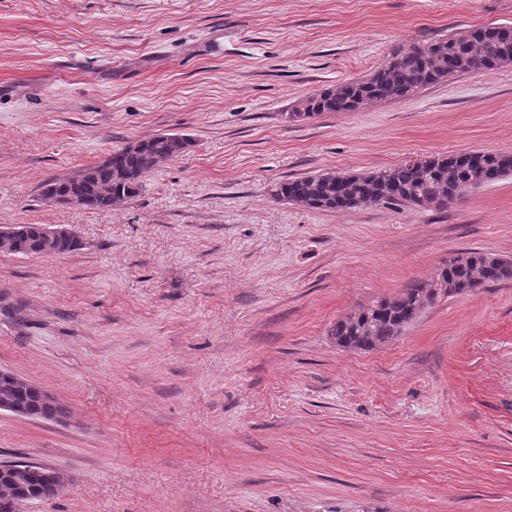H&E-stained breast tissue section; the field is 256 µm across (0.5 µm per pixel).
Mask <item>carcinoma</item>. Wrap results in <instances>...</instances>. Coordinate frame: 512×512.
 <instances>
[{"label":"carcinoma","mask_w":512,"mask_h":512,"mask_svg":"<svg viewBox=\"0 0 512 512\" xmlns=\"http://www.w3.org/2000/svg\"><path fill=\"white\" fill-rule=\"evenodd\" d=\"M422 44L396 49L368 75L344 81L308 96L296 120L328 112H356L366 101L405 99L413 91L448 81L452 77L492 71L512 64V27L485 25ZM189 140L160 134L115 149L109 157L64 180L49 179L40 186L44 198L79 196L84 207L98 210L136 197L144 176L165 160L186 151ZM512 175V152L469 151L458 155H432L384 170L362 173L324 172L273 186L272 196L312 210L344 211L358 207L394 204L441 210L466 192ZM5 252L29 256L70 254L83 248L76 236L54 243L45 237L43 224H17ZM512 281V258L469 249L456 253L437 274L418 281L394 297H384L369 307L336 321L330 336L345 349L371 351L390 344L442 296H463L477 289ZM7 397L26 406L35 416L49 420L60 409L41 400L20 381L1 382L0 399ZM10 473L0 476V512H12V502L27 496L32 502L56 497L63 486L57 474L51 481L18 482Z\"/></svg>","instance_id":"1"}]
</instances>
